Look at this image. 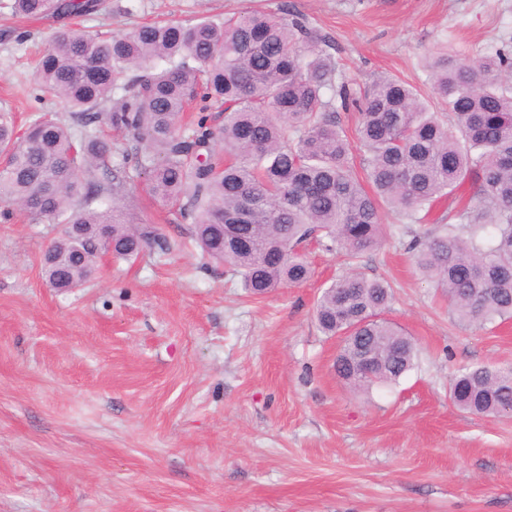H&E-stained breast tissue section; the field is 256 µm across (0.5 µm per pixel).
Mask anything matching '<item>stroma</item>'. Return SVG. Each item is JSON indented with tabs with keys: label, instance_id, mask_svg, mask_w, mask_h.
Returning a JSON list of instances; mask_svg holds the SVG:
<instances>
[{
	"label": "stroma",
	"instance_id": "1",
	"mask_svg": "<svg viewBox=\"0 0 512 512\" xmlns=\"http://www.w3.org/2000/svg\"><path fill=\"white\" fill-rule=\"evenodd\" d=\"M71 28L122 33L156 20L261 10L299 15L334 45L345 81L381 73L428 87L429 56L512 51V0H102ZM0 0V109L17 127L43 101L36 57L60 25ZM465 181L424 223L383 211L387 237L359 260L388 281L387 319L416 343L398 383L354 395L314 304L347 271L313 246V278L249 297L202 256L138 180L132 204L172 246L106 257L79 288H51L41 257L58 228L0 217V512H512V417L448 398L460 367L512 366V320L462 327L416 269L409 242L474 204Z\"/></svg>",
	"mask_w": 512,
	"mask_h": 512
}]
</instances>
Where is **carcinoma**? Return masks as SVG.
I'll return each mask as SVG.
<instances>
[{
	"mask_svg": "<svg viewBox=\"0 0 512 512\" xmlns=\"http://www.w3.org/2000/svg\"><path fill=\"white\" fill-rule=\"evenodd\" d=\"M101 6L11 3L19 16L58 21ZM321 43L304 19L264 11L119 34L58 32L37 82L42 96L67 107L69 121L37 113L21 133L0 109V205L33 224L65 225L47 248L64 250V262L43 258L49 285L78 287L102 253L128 260L156 246L167 254L170 246L130 205L137 175L189 224L203 255L254 296L307 282L308 242L357 259L384 239L382 207L416 224L471 178L476 203L441 215L438 232L410 249L460 324L511 320L512 54L497 49L471 62L439 55L426 94L387 75L357 92ZM339 106L358 111L369 190L353 172ZM104 125L132 134L136 145L117 147ZM272 250L283 252L282 263L266 260ZM391 301L387 282L357 269L316 301L319 329L338 340L336 376L354 393L393 384L414 366L413 340L384 318ZM361 345L379 356L369 372L354 362ZM449 395L473 414H512V367L463 368Z\"/></svg>",
	"mask_w": 512,
	"mask_h": 512,
	"instance_id": "1",
	"label": "carcinoma"
}]
</instances>
